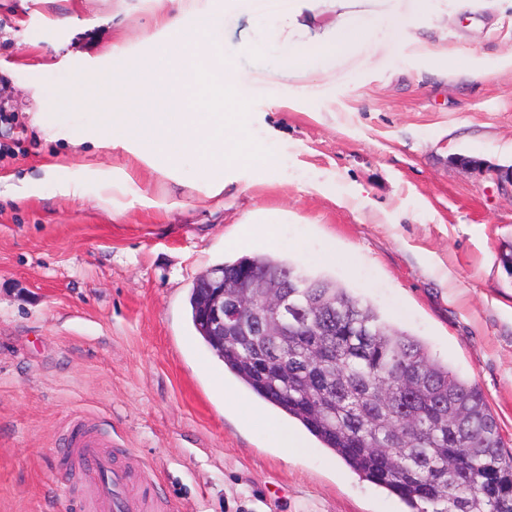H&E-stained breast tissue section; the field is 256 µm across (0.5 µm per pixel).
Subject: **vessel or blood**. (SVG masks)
Instances as JSON below:
<instances>
[{
  "label": "vessel or blood",
  "mask_w": 512,
  "mask_h": 512,
  "mask_svg": "<svg viewBox=\"0 0 512 512\" xmlns=\"http://www.w3.org/2000/svg\"><path fill=\"white\" fill-rule=\"evenodd\" d=\"M72 445L83 461V474L96 492L100 512H146L147 499L130 488V477L107 452V440L100 434L80 430Z\"/></svg>",
  "instance_id": "1"
}]
</instances>
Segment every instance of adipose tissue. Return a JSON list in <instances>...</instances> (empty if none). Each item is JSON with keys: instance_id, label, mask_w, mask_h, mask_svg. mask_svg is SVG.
<instances>
[{"instance_id": "adipose-tissue-1", "label": "adipose tissue", "mask_w": 512, "mask_h": 512, "mask_svg": "<svg viewBox=\"0 0 512 512\" xmlns=\"http://www.w3.org/2000/svg\"><path fill=\"white\" fill-rule=\"evenodd\" d=\"M221 16L220 7L212 6L185 29L180 16L160 9L157 23L168 36L148 59L77 73L64 95L94 103L100 113L94 124L64 132V139L75 148H123L161 173L174 172L184 156H193L208 196L219 201L228 163L267 173L272 160L252 135L245 83L219 36ZM368 33L363 21L340 12L316 47L289 48L286 61L307 66L313 58L352 49Z\"/></svg>"}]
</instances>
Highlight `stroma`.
Listing matches in <instances>:
<instances>
[{
  "label": "stroma",
  "mask_w": 512,
  "mask_h": 512,
  "mask_svg": "<svg viewBox=\"0 0 512 512\" xmlns=\"http://www.w3.org/2000/svg\"><path fill=\"white\" fill-rule=\"evenodd\" d=\"M223 2L224 51L274 166L226 170L219 207L194 157L170 177L56 136L95 121L59 95L75 73L164 39L152 0H0V177L56 166L53 184L0 195V512H81L69 440L86 426L165 512H403L315 438L296 455L243 421L194 332L193 281L240 257L259 210L284 220L251 250L331 276L425 340L479 384L512 452V186L454 162L512 165V0H350L370 38L301 69L284 55L324 35L329 0L300 28ZM85 165L132 178L111 204L91 184L61 194Z\"/></svg>",
  "instance_id": "35a3bbf8"
}]
</instances>
